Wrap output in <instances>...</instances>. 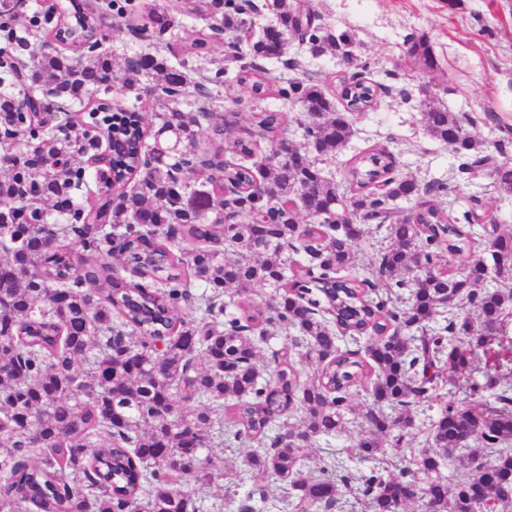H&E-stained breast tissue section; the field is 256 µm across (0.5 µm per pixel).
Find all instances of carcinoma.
Instances as JSON below:
<instances>
[{
	"mask_svg": "<svg viewBox=\"0 0 512 512\" xmlns=\"http://www.w3.org/2000/svg\"><path fill=\"white\" fill-rule=\"evenodd\" d=\"M263 8L278 26L256 37L245 5L194 0V12L222 15L231 34L233 81L248 99L231 85L227 98L251 107L235 139L238 113L211 111L209 77L189 81V60L208 50L202 34L187 39L188 57L175 65L150 43L128 61L126 89L142 74L160 77L147 123L108 96L111 55L54 44L62 27L99 34L88 0H56L23 36L0 23L16 61H31L32 85L53 96L54 114L33 136L3 70L0 129L11 140L0 142V215L25 216L0 220V512H201L206 488L242 481L215 464L210 449L220 444L257 447L247 467L279 484L292 512H344L353 489L368 512H405L412 500L421 512L512 508V349L502 339L512 230L488 214L479 224L470 210L453 217L432 197H452L456 186L420 184L380 146L346 160L342 184L325 176L305 190L318 162L346 150L348 113L367 111L379 85L357 56L332 97L293 57L294 76L277 87L257 60L288 56L297 36L316 56L353 54L356 37L315 24L317 14L293 0ZM142 9L155 33L172 28L154 4ZM410 52L434 66L424 41ZM190 83L194 112L181 108ZM274 92L300 106L308 167L288 160V113L265 105ZM420 122L464 159L462 170L512 193V162L476 139L466 117L433 106ZM21 148L29 156L18 166ZM28 182L37 196L20 192ZM411 201L412 216H399L398 203ZM250 211L275 223L260 229ZM365 231L379 247L362 275L353 242ZM447 255L466 258L473 276ZM193 280L210 293L192 294ZM257 287L273 294L256 301ZM226 288L241 297L243 316L224 318ZM183 305L194 313L181 315ZM275 332L287 343L261 364L260 344ZM303 365L313 369L306 380ZM445 368L467 376V397L480 406L445 400ZM435 402L428 447L398 472L355 476L332 455L307 466L321 439L352 423L356 455L383 464L416 429L413 408ZM454 452L461 471L445 476ZM482 485L493 497L474 496ZM257 501L269 504L263 485L237 512H263Z\"/></svg>",
	"mask_w": 512,
	"mask_h": 512,
	"instance_id": "1",
	"label": "carcinoma"
}]
</instances>
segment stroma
<instances>
[{
	"instance_id": "1",
	"label": "stroma",
	"mask_w": 512,
	"mask_h": 512,
	"mask_svg": "<svg viewBox=\"0 0 512 512\" xmlns=\"http://www.w3.org/2000/svg\"><path fill=\"white\" fill-rule=\"evenodd\" d=\"M142 0H98L104 49L116 74L141 50L132 30L142 23ZM321 23L355 34L365 74L383 84L376 103L354 117L355 134L347 148L355 154L380 145L392 152L401 173L421 183L453 182L455 213L479 202L499 223L512 225V194L488 180H467L458 158L433 140L420 122L426 105L471 119V131L487 145L501 142L512 129V0H300ZM426 37L434 67L409 55L412 39Z\"/></svg>"
}]
</instances>
